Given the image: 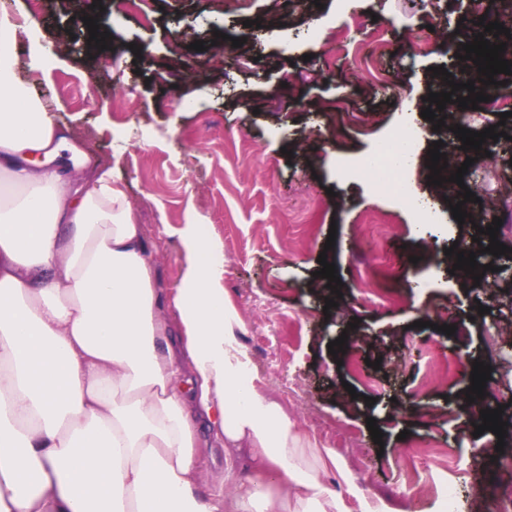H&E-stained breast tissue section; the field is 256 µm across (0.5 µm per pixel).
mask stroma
<instances>
[{"instance_id":"obj_1","label":"stroma","mask_w":512,"mask_h":512,"mask_svg":"<svg viewBox=\"0 0 512 512\" xmlns=\"http://www.w3.org/2000/svg\"><path fill=\"white\" fill-rule=\"evenodd\" d=\"M466 0H247L225 11L224 0H149L151 24L119 12L116 0L96 19L111 37L94 55L83 17L88 0H12L23 22L45 40L68 36L55 69L20 76L82 157L115 167L144 226L148 255L161 287L178 288L175 228L196 216L224 248V292L239 312L241 342L264 391L322 445L339 451L344 472L326 484L347 512H437V493L455 482L466 497L482 477L483 456L456 447L466 434L461 382L421 390L434 362L458 358L490 365L485 397L512 390V363L501 341L488 340L494 320H512V166L505 144L474 158L480 199H492L502 220L498 239L509 251L482 254L496 288L483 296L450 274L445 254L471 231L429 185V149L408 174L409 198L377 194L369 178L343 179L346 167L374 153L395 129L423 125L422 110L437 89L435 67L462 80L453 38ZM225 33L242 45L215 60H181L190 43ZM375 35L386 52L354 67L359 43ZM336 67L321 75L323 56ZM385 73L379 82L377 73ZM181 96H174L173 87ZM384 224L378 237L369 216ZM334 245H327V238ZM408 248L421 263L401 267ZM334 263L342 287L318 277L319 254ZM381 289L383 298L372 296ZM338 304L326 308V299ZM486 314H479V306ZM463 339L441 332L447 321ZM354 329L361 358L379 369L357 374L338 364L329 342ZM383 437L374 443L367 419ZM449 445L450 467L427 461L425 492L406 485L403 451L416 443Z\"/></svg>"}]
</instances>
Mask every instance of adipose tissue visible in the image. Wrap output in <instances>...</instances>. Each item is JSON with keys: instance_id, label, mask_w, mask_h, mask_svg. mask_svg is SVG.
<instances>
[{"instance_id": "1", "label": "adipose tissue", "mask_w": 512, "mask_h": 512, "mask_svg": "<svg viewBox=\"0 0 512 512\" xmlns=\"http://www.w3.org/2000/svg\"><path fill=\"white\" fill-rule=\"evenodd\" d=\"M22 32L42 67L36 26L0 15V512H344L334 451L247 370L222 245L182 225L160 293L113 167L60 163L72 144L18 77ZM211 443L255 462L232 497L200 490Z\"/></svg>"}]
</instances>
